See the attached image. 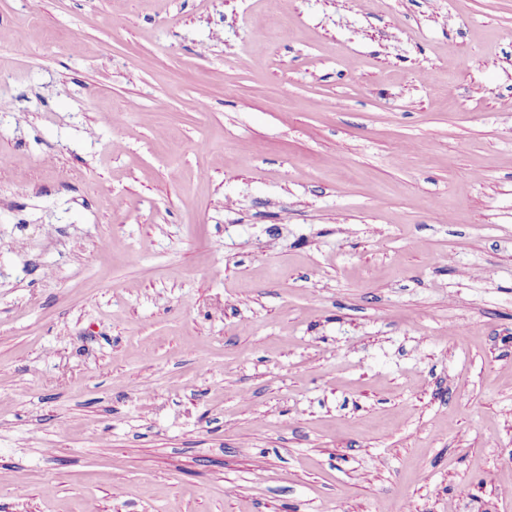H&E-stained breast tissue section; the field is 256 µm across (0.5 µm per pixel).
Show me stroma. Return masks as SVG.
Here are the masks:
<instances>
[{"label": "stroma", "instance_id": "35a3bbf8", "mask_svg": "<svg viewBox=\"0 0 512 512\" xmlns=\"http://www.w3.org/2000/svg\"><path fill=\"white\" fill-rule=\"evenodd\" d=\"M510 488L512 0H0V512Z\"/></svg>", "mask_w": 512, "mask_h": 512}]
</instances>
